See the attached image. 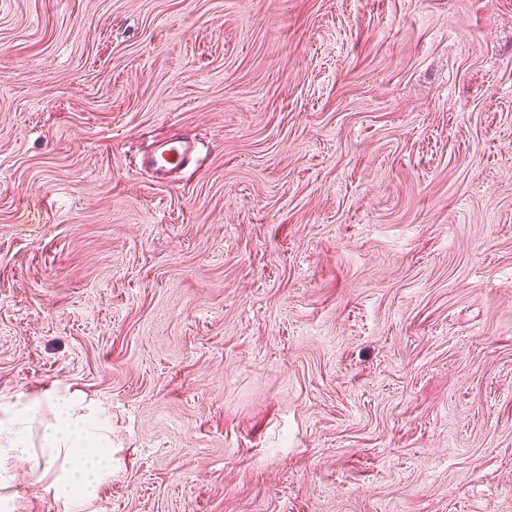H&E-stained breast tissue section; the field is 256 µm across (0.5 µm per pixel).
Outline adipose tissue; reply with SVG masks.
Wrapping results in <instances>:
<instances>
[{"mask_svg": "<svg viewBox=\"0 0 512 512\" xmlns=\"http://www.w3.org/2000/svg\"><path fill=\"white\" fill-rule=\"evenodd\" d=\"M38 440H31L32 424L42 408ZM52 465L46 486L60 512H88L100 484L112 474V430L96 408L61 389L33 398L17 394L0 406V489L8 490L20 461Z\"/></svg>", "mask_w": 512, "mask_h": 512, "instance_id": "1", "label": "adipose tissue"}]
</instances>
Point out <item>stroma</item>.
<instances>
[{
	"instance_id": "obj_1",
	"label": "stroma",
	"mask_w": 512,
	"mask_h": 512,
	"mask_svg": "<svg viewBox=\"0 0 512 512\" xmlns=\"http://www.w3.org/2000/svg\"><path fill=\"white\" fill-rule=\"evenodd\" d=\"M52 385L94 512H512V0H0V401ZM196 151L194 140L169 141L154 146L135 161L134 168L149 169L161 181L177 178L188 167Z\"/></svg>"
}]
</instances>
